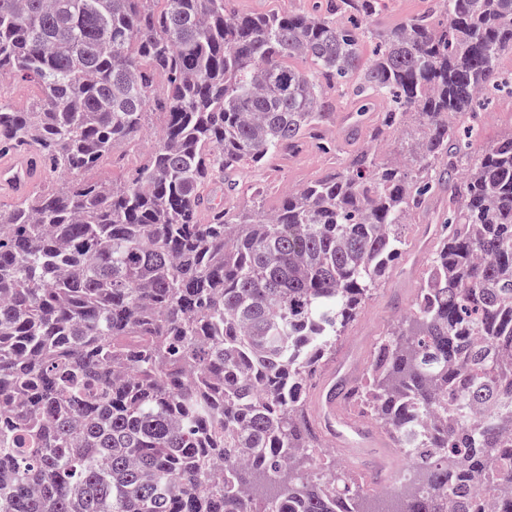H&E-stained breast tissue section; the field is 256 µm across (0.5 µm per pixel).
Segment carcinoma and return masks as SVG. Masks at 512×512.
Masks as SVG:
<instances>
[{
	"mask_svg": "<svg viewBox=\"0 0 512 512\" xmlns=\"http://www.w3.org/2000/svg\"><path fill=\"white\" fill-rule=\"evenodd\" d=\"M443 12L0 0V80L41 90L0 99V155L62 181L0 204V512H366L364 474L296 467L321 445L308 393L439 194L427 277L348 406L413 462L393 512H512V134L456 131L499 86L512 0ZM340 97L373 142L417 113L412 165L366 147L270 213L227 207L243 167L337 152ZM149 107L166 123L136 175L77 179ZM0 94L15 109L22 111L34 109L40 98L38 87L20 78L4 79L0 83Z\"/></svg>",
	"mask_w": 512,
	"mask_h": 512,
	"instance_id": "carcinoma-1",
	"label": "carcinoma"
}]
</instances>
